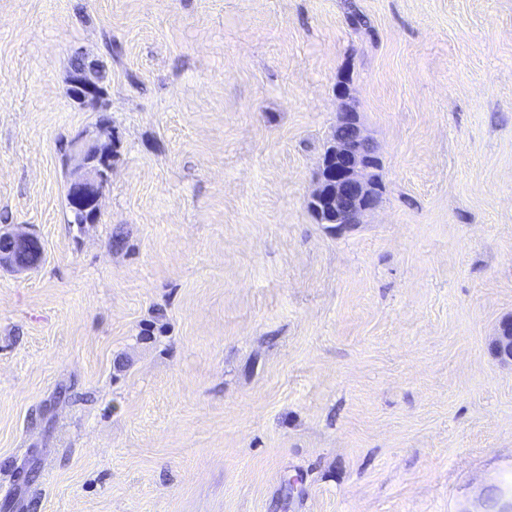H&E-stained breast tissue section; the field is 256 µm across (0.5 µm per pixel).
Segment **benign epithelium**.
I'll return each mask as SVG.
<instances>
[{"label":"benign epithelium","instance_id":"7a95c632","mask_svg":"<svg viewBox=\"0 0 512 512\" xmlns=\"http://www.w3.org/2000/svg\"><path fill=\"white\" fill-rule=\"evenodd\" d=\"M69 85L79 101H94L98 111H106L103 97L85 85L82 72L76 70ZM336 96L342 100L336 113V125L342 133L332 138L321 155L314 187L307 207L321 224H334L336 230L365 223L382 202L383 186L378 176L380 158L373 140L366 134L359 112L350 99L349 83L336 84ZM112 125L102 116L91 129L78 132L67 152V188L71 204L83 210L87 222L100 211L102 190L112 169ZM43 248L32 233L0 230V268L26 272L39 264ZM492 355L512 364V318L503 319L490 343Z\"/></svg>","mask_w":512,"mask_h":512}]
</instances>
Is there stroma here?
<instances>
[{
    "instance_id": "35a3bbf8",
    "label": "stroma",
    "mask_w": 512,
    "mask_h": 512,
    "mask_svg": "<svg viewBox=\"0 0 512 512\" xmlns=\"http://www.w3.org/2000/svg\"><path fill=\"white\" fill-rule=\"evenodd\" d=\"M79 60L115 143L86 224ZM343 74L384 193L340 231L306 199ZM0 227L44 250L0 270L12 512L512 501V0H0ZM78 69L82 70L84 74V78L87 82L90 84L98 87L100 90L102 88L98 85L99 81L101 79L100 71L99 70H86L82 65H79L77 67ZM80 70H75L73 74L70 77L69 85L72 89L77 91V96L79 101L86 102L88 100L95 101L98 104V112H105L106 111V105L103 102V97L94 92L93 89L89 88L87 85H85L82 72ZM492 355L502 363L512 364V318L503 319L490 343Z\"/></svg>"
}]
</instances>
